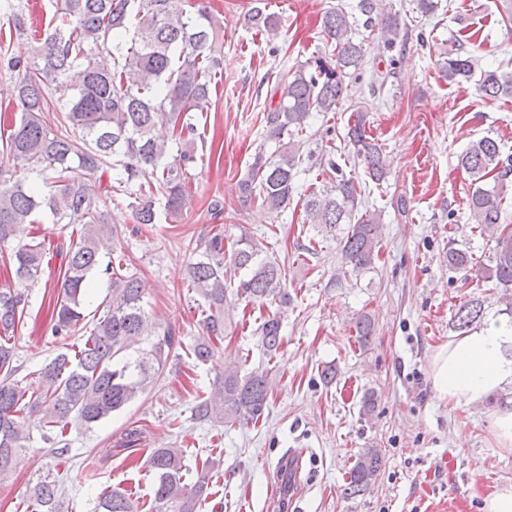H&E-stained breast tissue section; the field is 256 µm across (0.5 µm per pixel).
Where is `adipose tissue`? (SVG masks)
<instances>
[{"mask_svg":"<svg viewBox=\"0 0 512 512\" xmlns=\"http://www.w3.org/2000/svg\"><path fill=\"white\" fill-rule=\"evenodd\" d=\"M512 328L488 321L449 338L431 356L430 374L436 397L453 404L477 405L512 383Z\"/></svg>","mask_w":512,"mask_h":512,"instance_id":"ef3b65f1","label":"adipose tissue"}]
</instances>
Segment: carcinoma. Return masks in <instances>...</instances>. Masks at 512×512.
Masks as SVG:
<instances>
[{
	"label": "carcinoma",
	"instance_id": "cac0c4a2",
	"mask_svg": "<svg viewBox=\"0 0 512 512\" xmlns=\"http://www.w3.org/2000/svg\"><path fill=\"white\" fill-rule=\"evenodd\" d=\"M52 34L33 47L28 60L10 59L17 71L11 96L20 117L8 135L0 133V244L14 243L11 261L20 283L37 279L47 257L44 242L27 236V225L43 212L55 224H70L77 238L62 257L60 283L48 302L46 319L54 336H74L81 321L88 274L110 254L113 230L105 224L96 190L84 177L107 172L117 159L124 174L121 183L138 224H154L156 204L163 203L168 219L176 222L193 200L186 181L198 161L194 112L210 94L212 80L223 71L220 25L203 5L186 10V0H53ZM364 28L378 24L398 35L397 23L382 12L381 0H358ZM250 25L267 32L278 30L274 15L250 9ZM321 29L332 54L278 74V104L264 113L266 140L275 144L267 155L258 152L240 181L242 197L257 201L268 213L280 215L288 206L304 158L299 133L311 112H334L342 99L346 79L357 74L365 55L363 40L353 33L349 15L341 8L326 10ZM448 81L468 80L474 74L472 56L462 45L448 48L444 59ZM487 99L512 98V71L485 69L478 79ZM58 96H53V93ZM52 119H47V116ZM347 137L353 152L375 184L386 177L381 146L366 130L365 115L352 114ZM178 145L172 150V145ZM472 192L471 221L493 242L489 264L475 266L470 251L448 241V267L477 268L479 279L503 289L502 313L512 319V224L503 223L502 201L512 179V163L502 159L499 144L490 136L471 142L460 155ZM334 182L304 198L306 221L334 228L348 225L339 247L342 268L360 273L373 268L381 242V214L365 207L359 185L346 177L336 160L326 163ZM493 183H488V178ZM260 243L242 237L232 249L224 234L204 242L199 258L189 268L192 290L203 300L206 333L193 347L198 362L213 356V340L224 337L228 295L250 302L265 299L285 303L288 294L283 267L262 256ZM112 273V300L74 355L60 353L38 372L32 393L11 381L15 346L11 334L26 306L24 292L0 290V475L9 473L15 454L25 448L27 421L37 413L44 437L65 436L72 425L87 429L122 410L160 377L175 357L172 331L153 341L137 358L127 352L155 335L144 312L143 288L136 273ZM481 293L455 305L454 331L463 334L484 317ZM278 312L259 326L261 347L270 354L282 344ZM356 336L369 344L375 333L372 318L358 316ZM267 372L245 375L235 366L211 395L198 402L200 421L222 420L247 424L258 420L267 406ZM383 457L366 448L349 471L345 493L355 497L376 480ZM150 465L156 475L154 502L174 512H197L205 501L209 470H200L194 489L182 485L184 462L179 448H154ZM25 512H61L59 480L48 469L29 488ZM130 494L113 490L99 497L95 512H138Z\"/></svg>",
	"mask_w": 512,
	"mask_h": 512
}]
</instances>
